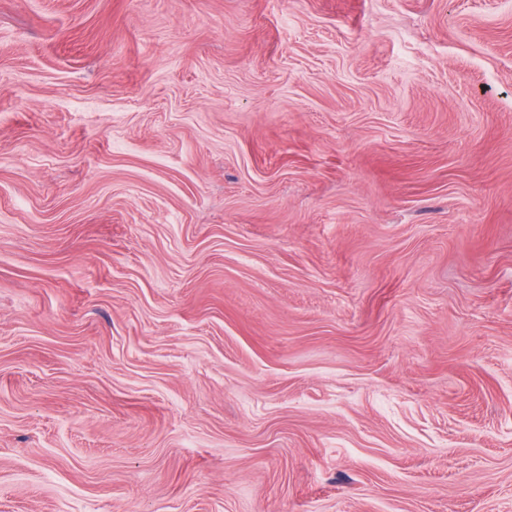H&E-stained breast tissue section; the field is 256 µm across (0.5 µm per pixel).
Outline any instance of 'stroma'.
Segmentation results:
<instances>
[{
	"mask_svg": "<svg viewBox=\"0 0 512 512\" xmlns=\"http://www.w3.org/2000/svg\"><path fill=\"white\" fill-rule=\"evenodd\" d=\"M0 512H512V0H0Z\"/></svg>",
	"mask_w": 512,
	"mask_h": 512,
	"instance_id": "obj_1",
	"label": "stroma"
}]
</instances>
